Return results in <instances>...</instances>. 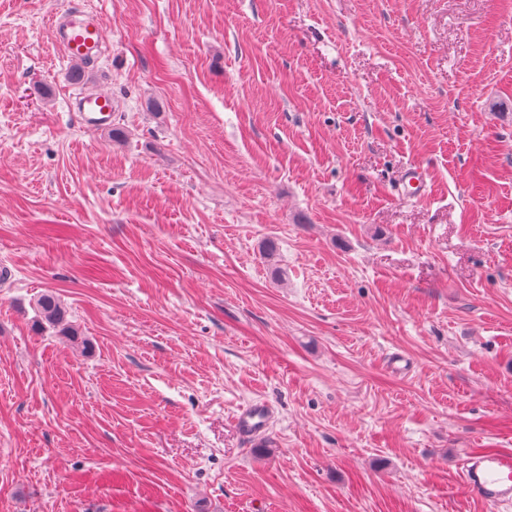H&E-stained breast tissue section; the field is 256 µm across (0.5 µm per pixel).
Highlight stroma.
Instances as JSON below:
<instances>
[{"label":"stroma","mask_w":512,"mask_h":512,"mask_svg":"<svg viewBox=\"0 0 512 512\" xmlns=\"http://www.w3.org/2000/svg\"><path fill=\"white\" fill-rule=\"evenodd\" d=\"M73 8L108 129L69 108ZM488 450L512 0H0V512H512L461 489ZM51 31L62 56L73 63L92 62L103 46L102 23L62 16L52 19ZM39 322L48 325L49 328H60L64 336H71L78 340V331L71 325H66L68 312L61 303L59 297L53 292H46L37 301ZM271 413L272 410L267 403H252L239 411L235 419V428L243 438L256 440L266 434Z\"/></svg>","instance_id":"35a3bbf8"}]
</instances>
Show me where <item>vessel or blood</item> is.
<instances>
[{"label": "vessel or blood", "mask_w": 512, "mask_h": 512, "mask_svg": "<svg viewBox=\"0 0 512 512\" xmlns=\"http://www.w3.org/2000/svg\"><path fill=\"white\" fill-rule=\"evenodd\" d=\"M51 31L63 57L74 63L92 61L103 45V25L94 20L59 16L53 18ZM73 109L87 127L103 129L112 123L110 93H81ZM271 413L267 403L250 404L237 414L235 428L245 439H258L266 434ZM462 483L467 493L484 502L493 505L511 502L512 453L491 451L468 456L463 463Z\"/></svg>", "instance_id": "1"}]
</instances>
